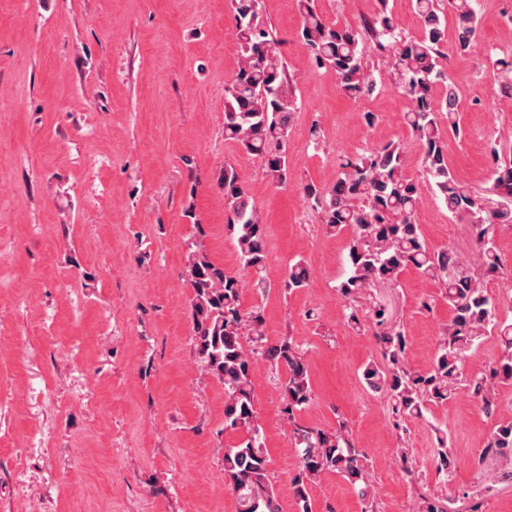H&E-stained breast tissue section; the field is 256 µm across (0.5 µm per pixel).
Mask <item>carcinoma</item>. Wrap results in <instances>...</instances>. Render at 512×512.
I'll return each instance as SVG.
<instances>
[{
	"instance_id": "cac0c4a2",
	"label": "carcinoma",
	"mask_w": 512,
	"mask_h": 512,
	"mask_svg": "<svg viewBox=\"0 0 512 512\" xmlns=\"http://www.w3.org/2000/svg\"><path fill=\"white\" fill-rule=\"evenodd\" d=\"M413 2L422 20L418 38L406 37L398 30L388 0H380L378 13L360 30L330 24L317 12L315 0H300L303 22L298 36L315 67L335 77L353 100L373 95L377 87L364 61L365 45L389 58L393 81L408 101L404 121L420 142L423 168L448 212L471 225L483 276L498 277L503 274V263L495 231L498 227L512 228V156H501L496 147L491 150L495 167L490 180L496 197L492 202L457 180L448 168L440 119L448 122L449 129L459 131V95L441 65L448 57L443 8L440 0ZM473 2L448 0V9L457 19L454 51L458 54L480 47ZM230 4L240 64L224 86V138L257 158L271 182L285 185L290 178L288 130L297 111L293 78L279 50V39L264 21L262 0H230ZM438 83L443 85V93L437 99L433 90ZM403 153L401 143L390 142L346 160L332 186L312 182L302 186L305 199L320 214L322 223L336 231L352 229L348 275L336 286L350 310L349 321L360 325L356 302L376 285L396 282L407 267L434 280L453 312L430 369L421 373L404 366L406 332L386 323L383 308H374V336L384 365H366L363 382L369 390L389 397L398 427L408 418L422 417L427 405L448 401L462 377L465 353L488 329L498 328L501 354L466 384L472 397L493 416L497 404L492 386L512 381V327L497 322L498 299L480 286L467 261L451 250L429 247L417 219L421 193L404 173ZM219 185L242 272L224 269L199 249L190 251L184 277L192 289L197 353L224 384V426L247 430V437L224 454V476L237 497L238 512H280L262 451L253 379L260 357L285 368L282 394L291 415L312 398L309 366L304 353L286 340L271 346L262 344L261 316L241 308L244 289L264 287V224L233 166H224ZM308 280L309 269L298 260L288 266L284 287L300 289ZM246 334L261 342L259 350L243 348L242 336ZM291 437L299 448L298 474L292 479V489L301 512H312L308 484L326 473L342 476L361 496L368 495L366 458L354 447L345 423L329 431L296 425ZM484 455L498 461L494 480L512 486L511 418L497 422Z\"/></svg>"
}]
</instances>
